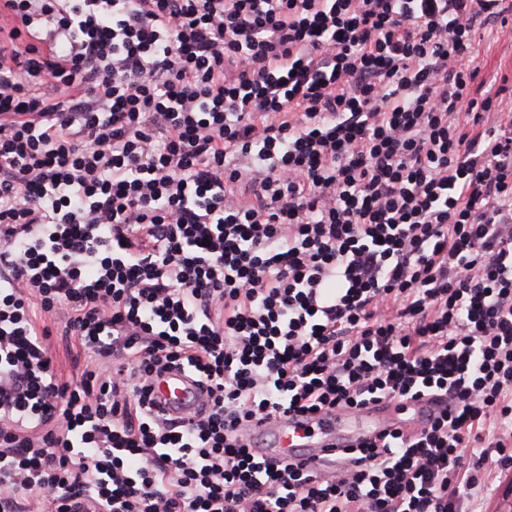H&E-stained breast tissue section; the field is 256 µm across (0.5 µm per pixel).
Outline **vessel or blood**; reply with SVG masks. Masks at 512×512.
Listing matches in <instances>:
<instances>
[{
    "instance_id": "b4317fda",
    "label": "vessel or blood",
    "mask_w": 512,
    "mask_h": 512,
    "mask_svg": "<svg viewBox=\"0 0 512 512\" xmlns=\"http://www.w3.org/2000/svg\"><path fill=\"white\" fill-rule=\"evenodd\" d=\"M155 396L172 413H187L201 408L206 397L184 372L173 371L159 378ZM392 418L381 410L365 408L362 412L341 417L304 419L282 416L262 425L265 448L259 454L267 460L290 459L310 470L329 466L336 448L355 445L370 433L394 429Z\"/></svg>"
}]
</instances>
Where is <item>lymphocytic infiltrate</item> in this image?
Returning <instances> with one entry per match:
<instances>
[{
  "instance_id": "f902f5d3",
  "label": "lymphocytic infiltrate",
  "mask_w": 512,
  "mask_h": 512,
  "mask_svg": "<svg viewBox=\"0 0 512 512\" xmlns=\"http://www.w3.org/2000/svg\"><path fill=\"white\" fill-rule=\"evenodd\" d=\"M487 26L512 0H0V512H489L512 79L482 75ZM172 370L206 409L160 414ZM424 394L446 407L325 472L249 439ZM65 326V321L63 319L56 320L55 323H49V327L52 331V336L50 340V352L53 359L54 364L56 365L57 370L62 374V376L66 378L75 377L77 374L81 372L84 364V355L80 351V349L74 344L72 340V344L69 347H66L61 342V334L63 333V329ZM78 357L79 362L75 366L74 361Z\"/></svg>"
}]
</instances>
